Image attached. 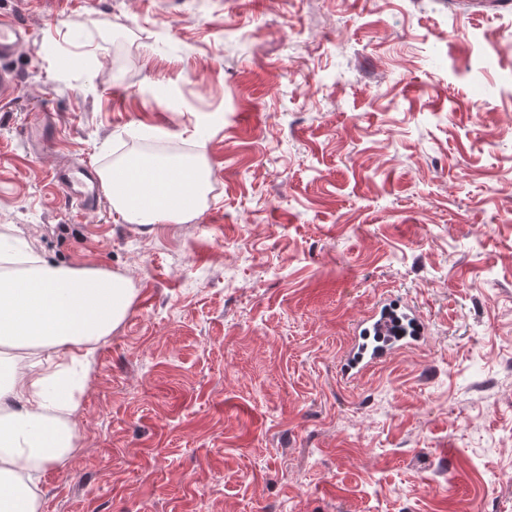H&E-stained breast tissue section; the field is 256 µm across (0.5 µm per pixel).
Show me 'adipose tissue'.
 <instances>
[{
	"instance_id": "ef3b65f1",
	"label": "adipose tissue",
	"mask_w": 512,
	"mask_h": 512,
	"mask_svg": "<svg viewBox=\"0 0 512 512\" xmlns=\"http://www.w3.org/2000/svg\"><path fill=\"white\" fill-rule=\"evenodd\" d=\"M103 183L125 221L143 227L196 217L208 173L194 161L157 158L105 170ZM134 297L126 277L39 259L0 273V345L54 349L51 367L11 360L0 367V512H40L39 474L75 447L72 418L94 367L93 343L109 335Z\"/></svg>"
}]
</instances>
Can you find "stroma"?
I'll return each instance as SVG.
<instances>
[{
	"instance_id": "obj_1",
	"label": "stroma",
	"mask_w": 512,
	"mask_h": 512,
	"mask_svg": "<svg viewBox=\"0 0 512 512\" xmlns=\"http://www.w3.org/2000/svg\"><path fill=\"white\" fill-rule=\"evenodd\" d=\"M0 238L131 279L41 512H512V10L0 0ZM254 113L244 122V113ZM50 124L54 141L26 135ZM200 158L201 214L65 208L59 157ZM421 345L338 374L385 298ZM30 34L14 16L0 14V60L16 55L30 44Z\"/></svg>"
}]
</instances>
